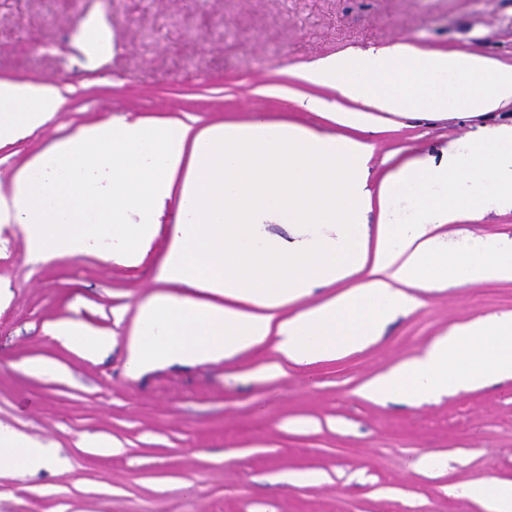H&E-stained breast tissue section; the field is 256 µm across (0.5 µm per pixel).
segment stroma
<instances>
[{"label":"stroma","instance_id":"35a3bbf8","mask_svg":"<svg viewBox=\"0 0 512 512\" xmlns=\"http://www.w3.org/2000/svg\"><path fill=\"white\" fill-rule=\"evenodd\" d=\"M103 20L112 42L87 61L81 29ZM406 43L512 64V0H0V79L55 80L63 112L0 148V183L78 127L111 118L198 126L292 123L346 129L299 100L337 104L307 72L327 56ZM480 119L386 116L363 138L369 182L403 163L440 158ZM178 208L167 202L143 262L95 249L28 256L0 223V424L40 442L49 469H0V512H484L467 497L512 482V376L411 400L374 399L368 381L422 354L455 325L512 313V280L442 282L418 291L368 346L309 366L276 337L215 362L127 369L139 305L164 278ZM474 238H512V212L448 224ZM79 320L112 337L89 359L49 336ZM429 458L424 468L414 461Z\"/></svg>","mask_w":512,"mask_h":512}]
</instances>
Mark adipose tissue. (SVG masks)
Segmentation results:
<instances>
[{
  "instance_id": "adipose-tissue-1",
  "label": "adipose tissue",
  "mask_w": 512,
  "mask_h": 512,
  "mask_svg": "<svg viewBox=\"0 0 512 512\" xmlns=\"http://www.w3.org/2000/svg\"><path fill=\"white\" fill-rule=\"evenodd\" d=\"M310 81L335 89L356 109L337 124L369 130L376 115L480 117L475 139L448 144L440 161L412 160L368 183L371 144L260 120L196 127L194 122L106 120L79 127L20 166L0 189V222L19 225L29 256L48 260L110 240L101 258L138 265L172 194L178 217L165 278L186 295L143 302L127 338L132 374L160 365L224 359L277 337L289 361L308 365L363 348L389 318L417 306L415 290L448 280L512 279V238L448 247L437 229L489 210L512 212V65L463 51L419 53L405 43L321 59ZM69 89L52 80H0V147L25 139L62 111ZM406 200L414 230L391 218ZM377 210L375 236L363 221ZM289 224L291 240L269 235ZM367 279L314 307L277 313L357 273ZM48 333L87 356L112 344L79 321ZM512 375V314L452 328L426 352L370 381L365 393L413 397L465 390ZM51 459L42 445L0 425V467L35 471Z\"/></svg>"
}]
</instances>
